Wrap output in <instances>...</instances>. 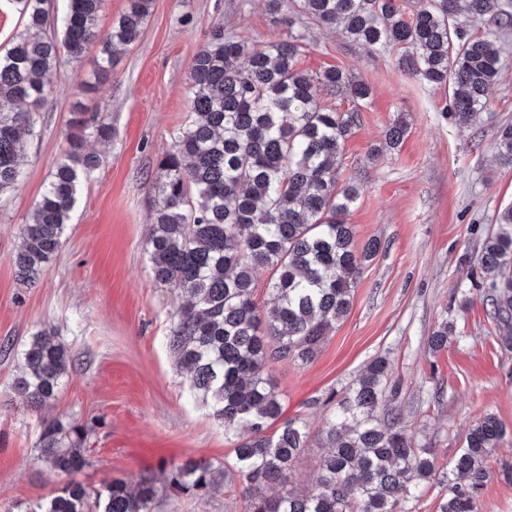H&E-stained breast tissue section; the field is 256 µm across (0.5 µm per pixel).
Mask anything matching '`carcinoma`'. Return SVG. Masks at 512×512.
<instances>
[{
	"label": "carcinoma",
	"instance_id": "carcinoma-1",
	"mask_svg": "<svg viewBox=\"0 0 512 512\" xmlns=\"http://www.w3.org/2000/svg\"><path fill=\"white\" fill-rule=\"evenodd\" d=\"M151 0H129L111 30L98 28L103 0H68L62 39L42 35L43 0H15L27 31L0 53V193L24 179L20 159L32 112L44 104L46 74L60 52L78 61L99 45L96 79L117 63L118 47L136 42ZM318 23L339 25L345 37L376 50L399 47L406 74L448 86L455 120L467 126L486 105L501 59L487 35H474L461 19L494 20L512 27V0H420L407 14L399 0H300ZM302 36L251 47L216 30L190 66L188 124L174 150L160 161L153 189L160 199L148 241L155 281L186 299L168 336L179 367L211 409L224 433L244 432L232 469L244 484L247 512H416L424 489L447 487L437 512H479L480 491L490 472L487 457L505 435L485 414L468 430L448 471L431 451L415 446L388 404L398 395L389 363L373 358L336 400L321 431L327 448L311 488L270 495L285 483L308 447L299 419L277 424L280 394L266 368L271 362L310 363L336 322L350 311L352 290L380 249L376 239L357 246L347 216L358 198L353 184L339 185L342 149L353 134L357 110L318 105L317 91L366 100L370 88L343 70L312 76L298 69ZM68 148L45 183L32 219L21 231L13 262L26 282L37 280L56 257L77 202L81 180L97 167L84 151L88 134L107 139L108 118L73 113ZM407 128L396 121L385 145H400ZM498 155L512 164V124L496 134ZM498 230L481 245L477 272L487 316L512 340V204L498 211ZM269 272L270 307L254 297V274ZM455 326L444 322L428 338L437 353ZM70 354L54 331L30 338L15 390L35 409L55 400L70 373ZM89 430L59 419L40 423L37 448L50 469L67 475L88 464ZM181 493L206 495L219 485L216 470L189 460L171 473ZM154 486L133 488L116 479L92 494L69 482L48 502L25 512H152Z\"/></svg>",
	"mask_w": 512,
	"mask_h": 512
}]
</instances>
